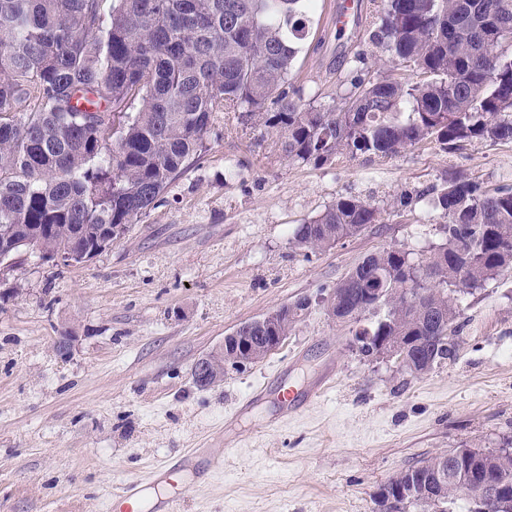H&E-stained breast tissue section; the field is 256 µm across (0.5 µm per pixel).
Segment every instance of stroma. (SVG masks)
<instances>
[{
  "label": "stroma",
  "instance_id": "obj_1",
  "mask_svg": "<svg viewBox=\"0 0 512 512\" xmlns=\"http://www.w3.org/2000/svg\"><path fill=\"white\" fill-rule=\"evenodd\" d=\"M316 0L289 76L314 106L339 103L353 77L418 81L372 41L381 0ZM490 191L512 188V141L446 151L424 141L392 157L289 161L279 134L227 113L207 150L121 240L66 266L22 253L0 269V512H109L130 480L187 449L224 451L202 484L184 479L185 512H374L401 471L455 448L512 437V272L466 295L457 352L422 376L362 355L361 321L324 301L367 255L427 256L444 242L433 189L448 173ZM341 196L371 202L378 223L332 248L294 247V228ZM407 205H400V198ZM309 299L277 349L227 368L206 388L195 364L240 324ZM70 333L69 349L56 338ZM335 384L285 423L268 401L236 417L256 386Z\"/></svg>",
  "mask_w": 512,
  "mask_h": 512
}]
</instances>
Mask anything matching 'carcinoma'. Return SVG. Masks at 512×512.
Returning <instances> with one entry per match:
<instances>
[{"label": "carcinoma", "mask_w": 512, "mask_h": 512, "mask_svg": "<svg viewBox=\"0 0 512 512\" xmlns=\"http://www.w3.org/2000/svg\"><path fill=\"white\" fill-rule=\"evenodd\" d=\"M312 0H0V256L32 241L44 252H90L126 235L205 151L219 112L283 133L292 161L391 157L424 140L453 150L473 140H512V0H383L374 40L420 82L357 77L339 105L305 104L288 76L308 34ZM435 205L448 239L426 257L389 248L366 256L338 288L336 311L376 342L409 336L398 355L415 376L455 355L448 332L469 290L512 270V190L490 192L450 172ZM353 196L298 225L292 243L328 249L379 221ZM421 294L420 309L408 308ZM261 350L273 332L237 328ZM470 464L512 486V455L469 448ZM454 452L410 467L383 485L387 512L480 510L472 484L439 485Z\"/></svg>", "instance_id": "1"}]
</instances>
